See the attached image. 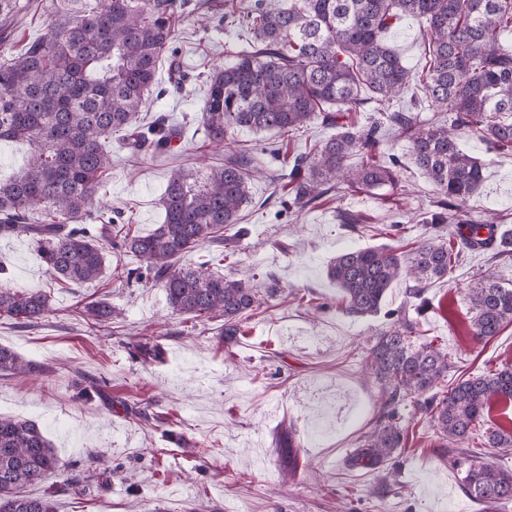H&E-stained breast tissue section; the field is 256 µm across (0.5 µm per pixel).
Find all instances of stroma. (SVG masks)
Returning a JSON list of instances; mask_svg holds the SVG:
<instances>
[{
  "instance_id": "obj_1",
  "label": "stroma",
  "mask_w": 512,
  "mask_h": 512,
  "mask_svg": "<svg viewBox=\"0 0 512 512\" xmlns=\"http://www.w3.org/2000/svg\"><path fill=\"white\" fill-rule=\"evenodd\" d=\"M54 8L53 0H28L14 28L15 47L38 38ZM424 39L422 24L407 18L386 35L416 73L425 64ZM245 43L228 23L204 40L192 21L178 23L175 44L192 78L190 91H169V60L160 58L164 93L150 98L142 116L149 122L163 112L174 115L182 137L155 158L135 157L113 142L103 190L113 212L130 214L145 235L162 221L158 199L172 169L194 167L202 155L220 166L228 151L248 150L262 174L250 182L239 226L224 230L234 251L224 273L261 288L277 282L280 293L268 310L254 312L229 347L216 334L217 320L194 323L173 314L161 289L123 288L106 277L63 288L45 274L29 238L0 237V266L11 285L47 292L53 305L35 327L0 320V346L34 367L25 378L0 373V415L36 421L69 476L91 478L90 500L55 492L57 512H512V502L480 505L463 493L460 472L442 456L424 418L410 425L385 480L352 466L358 439L377 412L367 351L374 334L390 326L392 312L405 307L408 283L392 284L380 313L353 318L342 313L327 268L344 249L388 245L409 252L430 232L422 219L436 193L413 164L408 140L391 137L384 151L398 161L395 185L345 190L302 211L290 208L279 173L295 154L337 132L318 120L290 139L238 131L224 150L201 153L206 77L226 63L225 45ZM462 148L485 165L471 207L493 211L512 229V155L491 151L476 134L465 136ZM346 214L357 217V230L344 226ZM484 261L473 254L426 292L422 331L447 349L452 383L512 364V325L480 344L470 334L469 291ZM99 299L112 303V323L91 328L76 310ZM141 336L154 337L163 361L145 363L131 354ZM326 379L351 404L322 433L309 391Z\"/></svg>"
}]
</instances>
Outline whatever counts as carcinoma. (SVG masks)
<instances>
[{
    "label": "carcinoma",
    "instance_id": "cac0c4a2",
    "mask_svg": "<svg viewBox=\"0 0 512 512\" xmlns=\"http://www.w3.org/2000/svg\"><path fill=\"white\" fill-rule=\"evenodd\" d=\"M65 8L42 35L16 51L0 27V139L29 145L27 163L0 181V237L26 236L39 250L45 272L64 288H78L105 272L112 251L134 258L117 266L112 280L124 288H160L170 308L193 320L224 318L218 335L238 340L242 323L268 304L260 290L222 273L224 228L237 223L250 202L249 182L261 173L247 151L206 170L177 168L160 199L163 222L149 234L115 229L112 206L101 193L112 166L107 140L124 134L131 153H167L182 126L166 114L140 124L139 114L156 89L157 63L168 54L173 90L184 89L175 22L188 18L196 31L212 29L209 0H61ZM226 20L249 35L243 49L227 48L233 61L207 77L201 114L205 147L221 146L236 130L285 135L320 119L339 116L374 98L389 102L412 85L447 118L428 127L407 112H385L367 129L338 125L336 136L294 156L288 179L291 206L304 210L341 190L370 191L396 180V160H378L390 132L407 138L411 157L440 195L428 223L457 219L467 231L431 234L405 257L390 247L347 250L328 275L351 317L377 314L388 288L404 276L412 282L407 304L427 310V288L475 251H492L489 267L470 290V334L479 342L512 324V284L497 267L512 261V233L496 218H461L483 181L482 164L460 139L476 132L496 153L512 154V0H225ZM23 0H0V23L19 16ZM406 17L425 22L428 67L412 73L384 34ZM360 163H350L352 157ZM98 223L89 224L87 220ZM52 312L50 296L0 283V319L20 327ZM90 327L112 322V305L96 302L80 311ZM420 321L399 311L368 349L367 366L379 384L375 425L363 436L353 464L386 467L403 445L402 411L429 417L448 443V464L463 473L461 488L476 502L512 501V468L457 456L454 444L479 441L512 459V428L485 426L492 400H512V364L439 381L452 366L448 351L421 342ZM135 352L163 361L153 337ZM31 365L0 347V371L25 375ZM40 426L0 415V512H56L54 494L30 497L25 488L46 474L65 471Z\"/></svg>",
    "mask_w": 512,
    "mask_h": 512
}]
</instances>
